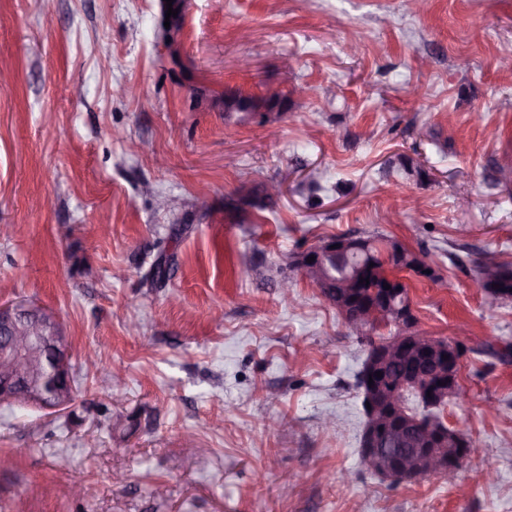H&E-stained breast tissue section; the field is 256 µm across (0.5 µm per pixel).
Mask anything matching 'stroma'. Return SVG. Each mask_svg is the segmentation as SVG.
Instances as JSON below:
<instances>
[{"mask_svg":"<svg viewBox=\"0 0 512 512\" xmlns=\"http://www.w3.org/2000/svg\"><path fill=\"white\" fill-rule=\"evenodd\" d=\"M509 53L512 0H189L172 44L158 0H0V300L49 307L73 364L99 359L64 413L0 404V512H512V358L471 352L512 345V301L455 260L512 262ZM269 89L280 116L224 110ZM271 181L275 211L232 209ZM341 234L436 271L402 278L417 329L470 349L443 410L476 442L455 481L360 458L368 344L291 266ZM172 255L161 249L149 269L145 273V280L152 288H163L166 285L169 271L172 267Z\"/></svg>","mask_w":512,"mask_h":512,"instance_id":"obj_1","label":"stroma"}]
</instances>
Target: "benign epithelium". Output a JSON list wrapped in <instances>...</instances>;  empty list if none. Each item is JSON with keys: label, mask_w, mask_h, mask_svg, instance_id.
Listing matches in <instances>:
<instances>
[{"label": "benign epithelium", "mask_w": 512, "mask_h": 512, "mask_svg": "<svg viewBox=\"0 0 512 512\" xmlns=\"http://www.w3.org/2000/svg\"><path fill=\"white\" fill-rule=\"evenodd\" d=\"M178 10L170 17L166 33L174 36L182 28L187 0H174ZM360 249L359 241L330 239L315 244L295 257L298 273L322 288L320 262ZM315 260L307 262L308 257ZM393 282L385 309L355 308L345 302L336 306L347 320L363 330L394 326L397 332L384 341H371L359 382L363 387L366 422L359 441L361 456L378 477L392 483L415 481L432 475L451 476L471 454L472 440L462 448L448 447V428L426 425L408 414L405 392H415L434 408L448 399V381L460 363L448 342L414 329L415 315L410 301ZM408 351L419 364L418 376L400 388L388 390L376 372L395 354ZM71 373V356L61 325L52 309L34 301L0 302V402H22L45 410L60 411L72 404V391L53 387L52 380Z\"/></svg>", "instance_id": "obj_1"}]
</instances>
